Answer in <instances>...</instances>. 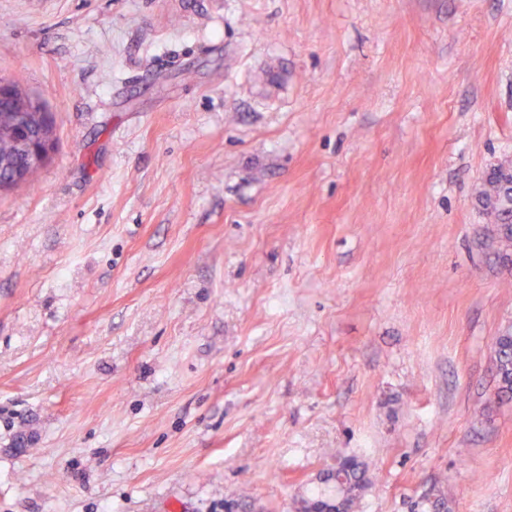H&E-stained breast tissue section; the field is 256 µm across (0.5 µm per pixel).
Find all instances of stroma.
Masks as SVG:
<instances>
[{"mask_svg":"<svg viewBox=\"0 0 512 512\" xmlns=\"http://www.w3.org/2000/svg\"><path fill=\"white\" fill-rule=\"evenodd\" d=\"M0 78V512H512V0H0ZM4 93L10 94L26 110L18 109L17 111H11L18 113L14 116V120L12 121V130L15 131V135L23 136L21 130L23 127H26L24 132V142L26 144V142L32 143L34 140L38 139L40 134V127L38 126V123L35 122L27 125V123L30 121V118L27 114L21 112H36L35 116L41 118L43 121L44 133L42 134L39 146H28V169L19 173L12 182L2 183L0 186V191L19 187L28 183L33 178V176L47 163L55 145L54 119L52 113L47 111L42 102L35 97L23 93L18 87L12 85L11 83L2 81L0 82V97ZM27 166V150L21 148L9 132H0V182L10 180L13 174ZM493 172L497 174L487 181V186L480 192L479 200L483 212L490 223L494 224L495 259L503 266L510 267L512 265V208L508 209L507 201L512 198V194L510 196L512 187L507 186L506 179L512 182L511 162L501 164ZM494 368L499 398L512 397V333L506 330L496 336L494 342ZM328 473L331 480L336 479V489L346 494V512H353L370 484L365 469L356 459L336 454V467H331Z\"/></svg>","mask_w":512,"mask_h":512,"instance_id":"stroma-1","label":"stroma"}]
</instances>
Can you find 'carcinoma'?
<instances>
[{
	"label": "carcinoma",
	"instance_id": "carcinoma-1",
	"mask_svg": "<svg viewBox=\"0 0 512 512\" xmlns=\"http://www.w3.org/2000/svg\"><path fill=\"white\" fill-rule=\"evenodd\" d=\"M27 166V150L20 147L9 132H0V182ZM512 180V164L504 163L495 169V176L487 181L480 192L483 212L494 224L495 259L500 264L512 265V209L507 201L512 198V187L505 180ZM494 368L499 398L512 397V332L506 330L495 338ZM330 478L336 480V489L346 494L348 512H354L361 495L367 490L369 480L363 466L354 458L336 455V466L329 469Z\"/></svg>",
	"mask_w": 512,
	"mask_h": 512
}]
</instances>
